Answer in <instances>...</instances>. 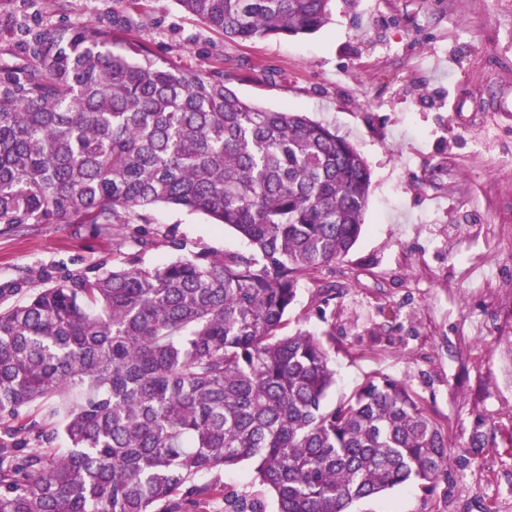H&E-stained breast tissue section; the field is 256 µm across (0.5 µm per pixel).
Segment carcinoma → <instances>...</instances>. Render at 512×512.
I'll return each mask as SVG.
<instances>
[{"label": "carcinoma", "mask_w": 512, "mask_h": 512, "mask_svg": "<svg viewBox=\"0 0 512 512\" xmlns=\"http://www.w3.org/2000/svg\"><path fill=\"white\" fill-rule=\"evenodd\" d=\"M176 2L238 42L331 21V0ZM235 80L220 62L154 55L118 17L30 31L0 62V234L143 225L112 267L43 269V288L0 311V512H180L187 497L348 512L448 481V428L404 383L384 376L328 409L329 348L282 333L301 284L336 298L321 281L362 233L366 160L329 124L242 99ZM158 205L230 227L248 250L159 240L144 228ZM158 246L179 256L145 265ZM245 463L257 494L203 481Z\"/></svg>", "instance_id": "obj_1"}]
</instances>
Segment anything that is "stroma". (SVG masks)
<instances>
[{"instance_id":"1","label":"stroma","mask_w":512,"mask_h":512,"mask_svg":"<svg viewBox=\"0 0 512 512\" xmlns=\"http://www.w3.org/2000/svg\"><path fill=\"white\" fill-rule=\"evenodd\" d=\"M298 37L236 43L176 0H0V60L45 24L132 32L176 65L223 61L260 107L307 113L352 141L371 169L349 278L329 305L298 290L287 332L327 333V406L363 381L400 380L448 428L447 493L405 486L350 512H512V0H332ZM276 69L268 80L267 69ZM152 227L189 247L246 250L233 230L172 207ZM131 231L43 224L0 235V284L20 270L111 262ZM486 448L466 450L474 430Z\"/></svg>"}]
</instances>
